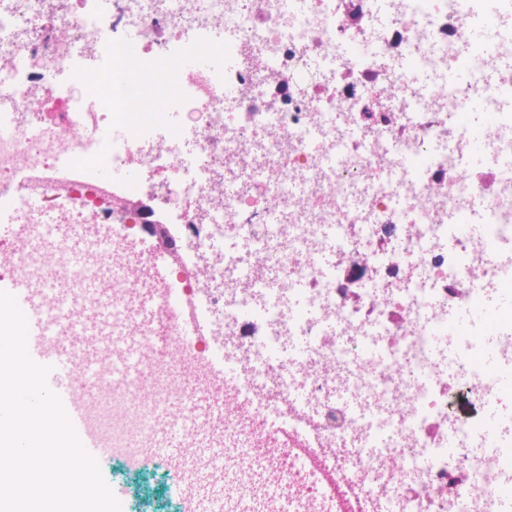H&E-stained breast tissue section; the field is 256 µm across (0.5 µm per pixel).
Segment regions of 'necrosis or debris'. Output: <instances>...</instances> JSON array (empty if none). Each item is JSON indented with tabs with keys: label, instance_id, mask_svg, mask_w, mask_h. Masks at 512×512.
<instances>
[{
	"label": "necrosis or debris",
	"instance_id": "necrosis-or-debris-1",
	"mask_svg": "<svg viewBox=\"0 0 512 512\" xmlns=\"http://www.w3.org/2000/svg\"><path fill=\"white\" fill-rule=\"evenodd\" d=\"M485 36L473 41L474 25ZM137 33L140 57L114 69ZM224 36V64L185 69L188 35ZM151 72L176 130L148 112L114 118L86 86ZM495 123L490 167L465 164L462 120ZM121 179L105 188L95 156ZM29 226L12 272L43 264L59 226L92 227L113 265L101 304L144 349L207 346L233 364L224 415V502L234 464L275 460L293 512H494L511 485L474 449L480 407L508 385L512 332L449 333L458 311L512 282V13L468 0H0V185ZM430 206H422V198ZM474 227L457 231L455 217ZM175 239L169 280H149L148 225ZM154 297L127 315L130 284ZM203 303L206 343L182 336L169 289ZM99 371L94 425L136 451L176 389Z\"/></svg>",
	"mask_w": 512,
	"mask_h": 512
}]
</instances>
